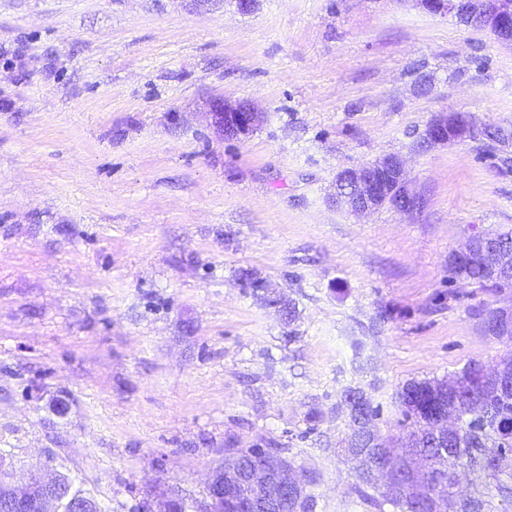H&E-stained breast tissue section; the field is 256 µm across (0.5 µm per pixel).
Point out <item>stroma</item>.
<instances>
[{"label":"stroma","instance_id":"stroma-1","mask_svg":"<svg viewBox=\"0 0 512 512\" xmlns=\"http://www.w3.org/2000/svg\"><path fill=\"white\" fill-rule=\"evenodd\" d=\"M222 97L263 112L217 133ZM512 133V44L414 0H0V453L108 512L203 500L224 447L274 441L314 512H375L336 447L341 395L381 430L408 382L512 343L455 277L512 229V175L443 113ZM395 155L417 205L362 216L337 173ZM250 272L295 302L243 287ZM487 127L478 125L463 113L443 114L433 119L425 131V139L431 144H448V142L471 139L478 140L485 136ZM497 131L492 130L485 136L494 141ZM495 234L479 235L472 238L464 249L455 253V258L459 261L478 254L482 256L487 271L494 272L495 275L512 274V259L511 270H508L506 259L494 249L493 240L497 236Z\"/></svg>","mask_w":512,"mask_h":512}]
</instances>
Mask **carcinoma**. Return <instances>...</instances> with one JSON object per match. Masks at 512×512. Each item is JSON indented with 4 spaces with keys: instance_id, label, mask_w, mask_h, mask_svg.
<instances>
[{
    "instance_id": "carcinoma-1",
    "label": "carcinoma",
    "mask_w": 512,
    "mask_h": 512,
    "mask_svg": "<svg viewBox=\"0 0 512 512\" xmlns=\"http://www.w3.org/2000/svg\"><path fill=\"white\" fill-rule=\"evenodd\" d=\"M454 275L493 293L512 291V281L505 283L486 273L475 261L450 266ZM482 401L484 419L470 424L473 399ZM402 419L398 434L383 433L378 426V409L360 388H348L342 394L347 412V442L344 455L354 463V490L364 501L385 512H431V500L418 494L419 489L437 480H445L435 493L445 504L444 512H492V496L474 489L458 490L456 478L448 470L458 460L480 480L495 481L494 490L501 501L512 502V481L500 478L501 461L512 455V356L502 358L486 369L470 361L446 378L412 381L397 393ZM433 416L454 417L461 430L449 438L435 434L425 420ZM398 442L401 453L388 459L394 477L402 487L392 494L379 491L367 476L374 457ZM414 456L427 460L425 472L407 469Z\"/></svg>"
}]
</instances>
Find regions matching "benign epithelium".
Wrapping results in <instances>:
<instances>
[{
	"mask_svg": "<svg viewBox=\"0 0 512 512\" xmlns=\"http://www.w3.org/2000/svg\"><path fill=\"white\" fill-rule=\"evenodd\" d=\"M431 14L453 15L461 22L487 29L502 41L512 42V0H415ZM212 126L223 136L237 138L252 133L262 122V113L247 102H231L224 98L212 101ZM487 127L478 125L463 113L443 114L433 119L425 131L431 144L485 136ZM331 196L348 206L354 214L367 213L389 206L396 210H410L416 206L401 160L387 156L371 163L341 170L332 184ZM495 235L472 238L455 258L464 259L474 254L482 256L489 272L497 275L511 273L506 259L494 249ZM484 330L491 336L512 334V297L509 304L494 308V315L484 319ZM275 452L273 448L254 449L255 464L246 471L237 468L236 455L225 454L224 466L211 470L206 479L204 501L194 506L195 512H250L260 503L262 512H278L280 495L284 492L300 505L310 482L305 471L288 472L269 468L264 458ZM64 474L29 473L25 484L13 481V472L0 459V512H59ZM250 492L241 496L238 485ZM180 498L170 494L157 502L149 498L139 504V512H171Z\"/></svg>",
	"mask_w": 512,
	"mask_h": 512,
	"instance_id": "1",
	"label": "benign epithelium"
}]
</instances>
